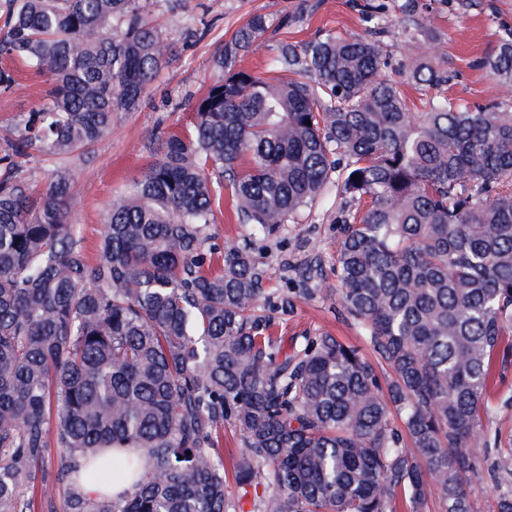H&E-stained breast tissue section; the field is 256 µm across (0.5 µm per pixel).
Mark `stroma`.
<instances>
[{
    "label": "stroma",
    "instance_id": "35a3bbf8",
    "mask_svg": "<svg viewBox=\"0 0 512 512\" xmlns=\"http://www.w3.org/2000/svg\"><path fill=\"white\" fill-rule=\"evenodd\" d=\"M427 25L438 36L435 53L452 75L448 84L418 88L405 81L404 70L411 51L400 38L384 39L382 51L389 65L383 78L401 83L414 111H422L427 97L444 95L471 109H484L505 99L480 66L494 53L506 30L512 29V0H481L478 9H464L461 0H426ZM378 6L387 21L397 12L394 0H183L177 11H168L158 0L151 20L172 44L153 91L135 112L115 113L112 131L98 141L88 162L73 164L78 200L71 222L89 258H96L104 219L113 200L132 195L136 181L157 149L147 138L149 131L181 130L193 117L195 105L219 75L216 57L225 43L253 14L278 22L287 13L300 14V21L280 30L277 36L256 43L244 63L265 72L277 39L302 42L328 33H366V4ZM11 89L0 91V122L22 124L26 112L42 104L47 89L44 78L17 68ZM343 201L328 191L295 222L282 226L267 242H252L248 225L238 223L229 192H222L217 221L207 230L206 257L220 258L229 243L254 244L264 254L263 288L266 296H288L293 307L276 314L275 335L292 343L299 336L331 332L354 343L358 335L342 321L334 297H308V288H321L336 280V256Z\"/></svg>",
    "mask_w": 512,
    "mask_h": 512
}]
</instances>
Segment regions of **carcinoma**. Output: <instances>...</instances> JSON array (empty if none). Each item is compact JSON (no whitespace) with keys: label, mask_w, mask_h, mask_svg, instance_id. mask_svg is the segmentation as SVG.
I'll use <instances>...</instances> for the list:
<instances>
[{"label":"carcinoma","mask_w":512,"mask_h":512,"mask_svg":"<svg viewBox=\"0 0 512 512\" xmlns=\"http://www.w3.org/2000/svg\"><path fill=\"white\" fill-rule=\"evenodd\" d=\"M397 9L395 30L372 10L369 37L278 42L270 77L240 65L270 29L252 15L192 127L150 134L160 153L110 206L91 263L65 162L139 109L171 44L147 0L0 4V88L16 64L53 80L23 128L0 127V512H29L38 478L47 500L68 485L70 512H237L226 422L237 484L263 487L254 512H427L432 496L473 512L475 487L512 512V431L484 424L512 362V110L436 96L411 111L379 77L381 39L410 47L415 86L448 71L420 0ZM483 66L512 91V32ZM31 149L62 160L42 185L20 175ZM333 183L355 210L336 287L313 293L336 296L362 344L322 332L289 352L261 313L291 306L265 296L262 254L205 263L213 199L226 187L266 241ZM83 480L131 489L92 497ZM218 435L219 447L223 448L224 465L227 467L229 473L226 481L227 494L235 501L237 507L240 508H237V510H243L237 512H252L255 497L253 490L248 488L249 493L242 497L243 491L236 484L234 476L231 473L232 459L239 456L240 452L244 449L242 448V438L235 428L229 424H224V429H222Z\"/></svg>","instance_id":"carcinoma-1"}]
</instances>
